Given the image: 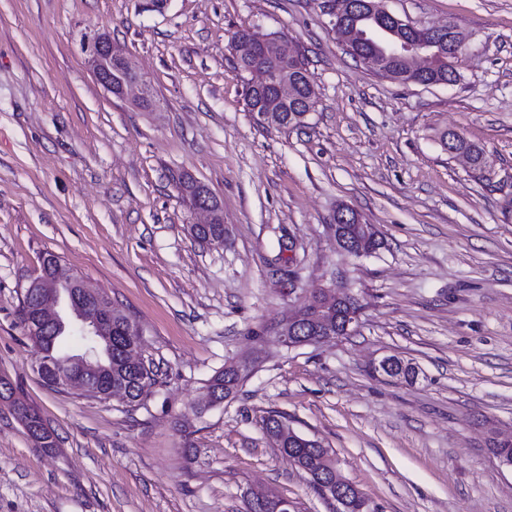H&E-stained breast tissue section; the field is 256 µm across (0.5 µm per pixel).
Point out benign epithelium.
Segmentation results:
<instances>
[{"mask_svg":"<svg viewBox=\"0 0 512 512\" xmlns=\"http://www.w3.org/2000/svg\"><path fill=\"white\" fill-rule=\"evenodd\" d=\"M364 8L379 19L391 18L397 24L416 34L414 38H404L391 35L389 40L372 53H363L357 60L377 75L393 78L392 68L403 65L411 74H428L433 68V56L427 50L425 39L439 37L446 32L448 25L418 27L405 21L388 10L380 0H365ZM351 9L344 0H328V13L331 16L333 30L341 38L346 50L368 40V32L359 33L348 28L346 11ZM267 38L260 35H237L232 44L237 55L254 59L259 55L258 46L265 45ZM467 39L461 37L448 45V67L458 70L461 58L465 54ZM82 51L100 85L115 96L126 99L134 105L140 104L146 96L148 83L140 78L134 83L115 89L112 86V56H117L124 68H129L124 53L115 49L112 39L102 33L87 37L82 42ZM250 75L247 87L250 90L261 91L269 85V75L266 69L253 64L246 70ZM361 224L357 212L343 206L336 212V243L347 252L359 257L370 254L376 233L369 224H362V234L352 240L347 231L349 224ZM38 286V292L26 311L25 327L32 337L42 335L48 326L62 331L70 324L77 325L84 335L91 337V342L81 352L72 355L66 368L58 367L49 359H40L38 373L52 388L73 389L92 396L112 398L116 394L112 387V371L103 364L106 348L112 347V307L104 302L105 295L85 287L83 281L74 276H65L59 264H54L51 271L41 270L32 279ZM351 296L344 293L317 291L315 306L326 310L333 305L349 302ZM304 317L292 316L285 322L279 337L289 347L312 345L319 342L317 338H298L296 331L303 325ZM327 497L336 500L338 510H343V504L359 490L352 482L339 477L336 485L325 490Z\"/></svg>","mask_w":512,"mask_h":512,"instance_id":"benign-epithelium-1","label":"benign epithelium"}]
</instances>
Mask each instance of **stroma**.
I'll use <instances>...</instances> for the list:
<instances>
[{
	"mask_svg": "<svg viewBox=\"0 0 512 512\" xmlns=\"http://www.w3.org/2000/svg\"><path fill=\"white\" fill-rule=\"evenodd\" d=\"M467 38L460 79L394 82L356 62L325 0H0V378L56 439L0 403V512H249V490L336 512L268 441L275 411L332 449L372 512H512V0H384ZM287 35L317 94L304 126L247 111L234 32ZM110 34L158 109L107 92L82 41ZM483 147L475 174L439 143ZM206 186L224 243L181 182ZM349 206L382 241L336 245ZM142 331L139 404L42 382L19 319L47 254ZM358 299L351 335L288 348L280 323L317 289ZM394 355L414 383L371 373ZM253 370L205 407L230 361ZM196 208H193L198 213H202L205 216V220L199 224H211L209 230L200 228L193 224L191 226L192 234L202 242H207L208 238H222L224 243V217L220 213L219 209L212 204H197L193 203ZM221 223V224H220Z\"/></svg>",
	"mask_w": 512,
	"mask_h": 512,
	"instance_id": "35a3bbf8",
	"label": "stroma"
}]
</instances>
